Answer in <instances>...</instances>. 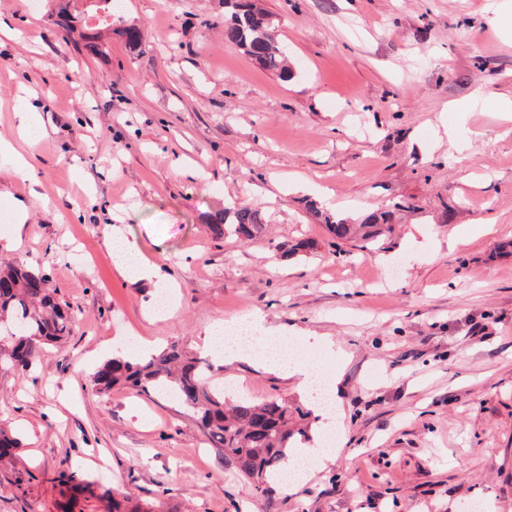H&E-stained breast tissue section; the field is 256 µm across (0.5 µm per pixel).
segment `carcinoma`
Segmentation results:
<instances>
[{"label":"carcinoma","instance_id":"1","mask_svg":"<svg viewBox=\"0 0 512 512\" xmlns=\"http://www.w3.org/2000/svg\"><path fill=\"white\" fill-rule=\"evenodd\" d=\"M114 0H91L90 8L74 14L69 6L59 9L67 25L96 20L112 26ZM224 42L250 56L263 68L285 79L293 76L288 56L272 31V18L253 0H224ZM312 215L326 225L332 245L342 241L360 243L359 250L370 254L382 237L391 233L395 213L411 209L412 204L381 207L358 217L350 224L309 205ZM206 227L216 238L226 230L250 240L265 219L261 212L236 205L205 216ZM47 275L26 269L18 261L0 262V325L7 337L0 340V363L25 371L32 367L44 347L59 343L71 333V318L46 288ZM209 362L189 357L173 343L164 350L134 359L112 358L91 377L99 392L123 387L148 394L166 391L179 405L190 411L203 434L217 448L226 451L241 473L263 493H271L270 477L285 456L290 439L305 433L302 407L292 408L279 400L253 402L239 399L229 404L224 392L210 381Z\"/></svg>","mask_w":512,"mask_h":512}]
</instances>
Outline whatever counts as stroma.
<instances>
[{
    "label": "stroma",
    "mask_w": 512,
    "mask_h": 512,
    "mask_svg": "<svg viewBox=\"0 0 512 512\" xmlns=\"http://www.w3.org/2000/svg\"><path fill=\"white\" fill-rule=\"evenodd\" d=\"M58 0H0V257L43 271L72 333L27 371L0 365V512H512V38L494 0H260L293 75L224 43V0H121L138 48L92 52ZM29 217L13 249L14 200ZM259 210L251 240L206 213ZM315 201L342 217L395 202L375 253L333 252ZM467 227L469 241L448 237ZM127 239L155 277L112 264ZM313 249L282 261L299 240ZM259 315L336 381L333 462L258 493L164 394L100 393L114 345L207 356L212 326ZM213 381L307 404L246 361ZM80 471L84 491L60 482Z\"/></svg>",
    "instance_id": "1"
}]
</instances>
